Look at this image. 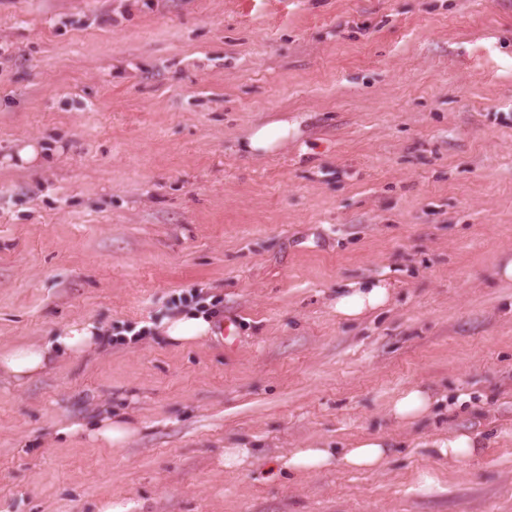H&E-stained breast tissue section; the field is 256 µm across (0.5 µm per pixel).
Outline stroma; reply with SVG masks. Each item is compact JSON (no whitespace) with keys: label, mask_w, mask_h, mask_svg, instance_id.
Returning a JSON list of instances; mask_svg holds the SVG:
<instances>
[{"label":"stroma","mask_w":512,"mask_h":512,"mask_svg":"<svg viewBox=\"0 0 512 512\" xmlns=\"http://www.w3.org/2000/svg\"><path fill=\"white\" fill-rule=\"evenodd\" d=\"M506 258L512 0H0V349L112 334L0 374V512H512ZM376 278L385 308L336 316ZM195 305L216 334L166 341ZM413 384L434 415L397 425ZM454 432L483 443L459 466L425 447ZM367 435L381 469L270 468ZM297 127L296 122L288 121L286 117L257 124L244 139V148L250 155L274 153L297 132ZM390 299V288L383 280H367L348 283L336 294V315L359 318L383 307ZM100 333L91 322L74 324L37 343L1 351L0 371L16 383L24 384L43 372L56 356H78L94 347L100 340ZM132 431V424L126 418L113 417L112 415L104 418L97 435L108 444L120 445L130 436Z\"/></svg>","instance_id":"1"}]
</instances>
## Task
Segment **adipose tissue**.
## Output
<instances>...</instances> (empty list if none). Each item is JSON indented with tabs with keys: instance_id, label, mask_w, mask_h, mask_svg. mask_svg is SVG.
Listing matches in <instances>:
<instances>
[{
	"instance_id": "adipose-tissue-1",
	"label": "adipose tissue",
	"mask_w": 512,
	"mask_h": 512,
	"mask_svg": "<svg viewBox=\"0 0 512 512\" xmlns=\"http://www.w3.org/2000/svg\"><path fill=\"white\" fill-rule=\"evenodd\" d=\"M297 131V125L287 118H279L253 126L243 141L248 154L261 155L276 152ZM390 299V288L385 281L367 280L348 283L336 295L334 308L338 316L358 318L383 307ZM161 329L173 343L196 342L210 336L212 324L208 317L192 310L163 319ZM100 339V330L93 323L68 326L62 332L43 340L15 346L0 352V372L23 384L43 372L50 361L59 355L78 356L94 347ZM432 407L429 392L419 386L409 387L396 395L388 407L389 417L397 423L413 425L425 419ZM391 444L378 436L358 440L354 447L334 450L326 447L299 448L281 459L282 467L292 470H312L340 459L354 468H374L386 462Z\"/></svg>"
}]
</instances>
